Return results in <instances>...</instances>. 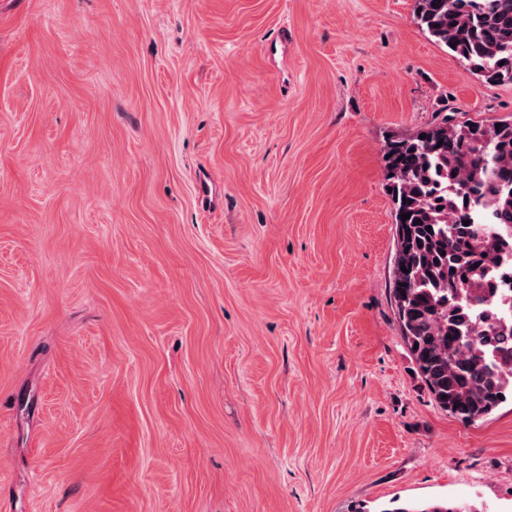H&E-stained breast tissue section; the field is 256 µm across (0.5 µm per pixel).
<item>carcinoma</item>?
I'll list each match as a JSON object with an SVG mask.
<instances>
[{
  "mask_svg": "<svg viewBox=\"0 0 512 512\" xmlns=\"http://www.w3.org/2000/svg\"><path fill=\"white\" fill-rule=\"evenodd\" d=\"M414 15L467 71L512 83V0H415ZM383 159L401 338L436 406L466 423L483 420L512 398V321L500 317L489 280L512 262V119L451 123L445 115L388 141ZM382 512L484 510L435 499Z\"/></svg>",
  "mask_w": 512,
  "mask_h": 512,
  "instance_id": "carcinoma-1",
  "label": "carcinoma"
}]
</instances>
